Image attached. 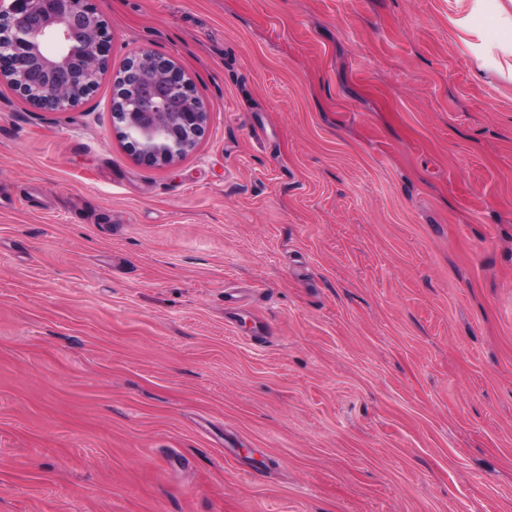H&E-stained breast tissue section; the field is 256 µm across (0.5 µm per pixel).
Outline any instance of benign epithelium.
<instances>
[{"label":"benign epithelium","mask_w":512,"mask_h":512,"mask_svg":"<svg viewBox=\"0 0 512 512\" xmlns=\"http://www.w3.org/2000/svg\"><path fill=\"white\" fill-rule=\"evenodd\" d=\"M0 41V81L20 97L34 90L46 111L74 107L88 75L110 63L112 35L92 0H9L0 8ZM114 83L122 109L113 118L141 163L167 166L194 148L208 108L174 61L141 48Z\"/></svg>","instance_id":"7a95c632"}]
</instances>
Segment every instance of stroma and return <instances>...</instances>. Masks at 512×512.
Returning a JSON list of instances; mask_svg holds the SVG:
<instances>
[{"mask_svg":"<svg viewBox=\"0 0 512 512\" xmlns=\"http://www.w3.org/2000/svg\"><path fill=\"white\" fill-rule=\"evenodd\" d=\"M97 6L210 112L148 167L111 75L0 82V512H512V76L455 0ZM458 1V12L452 18L453 24L460 30L470 34L480 35L471 26L472 17L481 12L485 7L487 0H457Z\"/></svg>","mask_w":512,"mask_h":512,"instance_id":"35a3bbf8","label":"stroma"}]
</instances>
